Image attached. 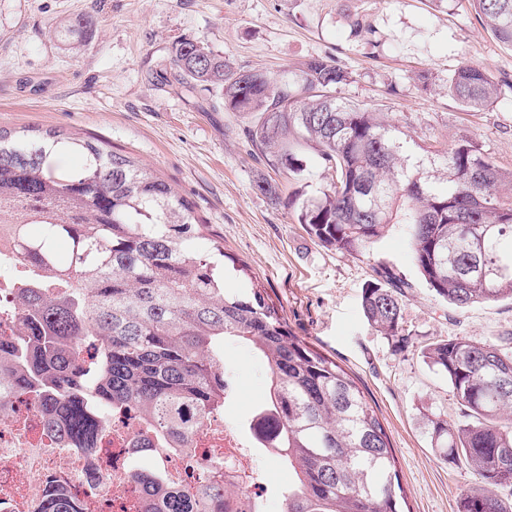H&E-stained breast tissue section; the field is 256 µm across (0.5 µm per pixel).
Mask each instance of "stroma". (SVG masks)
Listing matches in <instances>:
<instances>
[{"instance_id":"stroma-1","label":"stroma","mask_w":512,"mask_h":512,"mask_svg":"<svg viewBox=\"0 0 512 512\" xmlns=\"http://www.w3.org/2000/svg\"><path fill=\"white\" fill-rule=\"evenodd\" d=\"M377 30L370 48L350 35L349 14ZM81 15L93 24L72 48L59 27ZM203 40L233 66L279 78L327 55L349 73L337 98L385 114L440 153L470 138L512 171V49L476 19L466 0H0V126L57 128L93 137L157 172L193 203L224 252L246 274L224 285L255 284L279 304L291 331L346 369L389 435L409 512H456L476 484L472 470L432 448L420 410L464 421L466 411L421 350L438 339L498 342L512 336V301L460 310L428 291L412 260L406 227L392 224L359 255L321 246L293 208L255 188L265 179L285 196L319 194L331 174L312 146H297L302 172L268 167L253 154L247 117L224 109L215 91L186 92L159 79L179 37ZM469 61L497 82V99L472 111L448 91ZM407 283L409 344L395 349L365 319L361 291L378 266ZM245 414L264 393L265 370L243 343L224 344Z\"/></svg>"}]
</instances>
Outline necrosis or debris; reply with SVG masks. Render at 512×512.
<instances>
[{
    "mask_svg": "<svg viewBox=\"0 0 512 512\" xmlns=\"http://www.w3.org/2000/svg\"><path fill=\"white\" fill-rule=\"evenodd\" d=\"M25 270L18 254L0 250L1 339L17 329L16 290ZM143 433L137 412L107 413L92 447L70 448L46 431L34 396H13L0 413V512H41L57 496L78 512H144V489L132 476L133 444ZM266 444L240 421L214 412L204 418L191 454L155 447L149 455L170 485L188 492L227 473L236 494L209 512H240L244 497H256L261 486L255 451Z\"/></svg>",
    "mask_w": 512,
    "mask_h": 512,
    "instance_id": "obj_1",
    "label": "necrosis or debris"
}]
</instances>
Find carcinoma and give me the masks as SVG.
Wrapping results in <instances>:
<instances>
[{
	"instance_id": "1",
	"label": "carcinoma",
	"mask_w": 512,
	"mask_h": 512,
	"mask_svg": "<svg viewBox=\"0 0 512 512\" xmlns=\"http://www.w3.org/2000/svg\"><path fill=\"white\" fill-rule=\"evenodd\" d=\"M482 23L512 48V0H469ZM353 36L374 47L360 19ZM166 67L189 90H217L224 110L245 114V135L274 169L301 171L288 134L310 143L331 181L315 196L295 193L298 223L319 244L363 252L390 224L408 228L413 261L434 296L464 310L512 300V171L500 170L471 139L431 154L379 113L338 100L348 73L329 56L310 58L280 80L235 68L197 38L172 43ZM448 92L483 110L497 88L461 63ZM82 158L78 169L53 160ZM193 205L133 157L92 137L55 128H0V238L31 267L19 288L15 336L0 340V410L33 392L47 429L87 448L101 416L136 409L158 444L188 452L202 420L224 410V341L249 344L269 388L257 412L275 423L273 458L288 466L284 512H404L389 436L353 378L295 336L267 292L224 288L216 239ZM381 266L362 290L368 324L396 344L408 340L404 291ZM470 421L420 410L432 447L461 460L478 486L457 512H512V345L441 339L422 349ZM151 512H205L229 490L211 480L193 493L137 467Z\"/></svg>"
}]
</instances>
